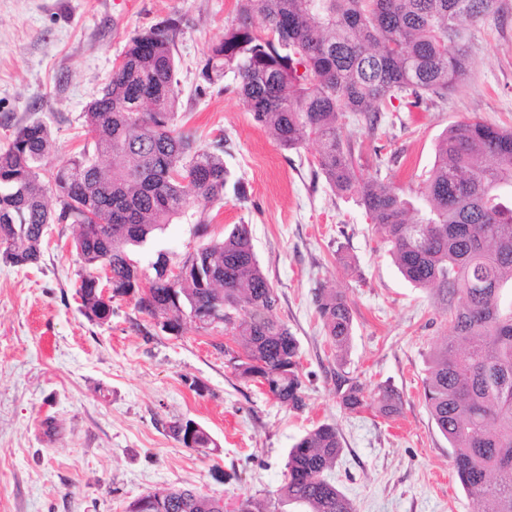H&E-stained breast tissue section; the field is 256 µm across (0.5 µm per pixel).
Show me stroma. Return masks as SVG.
<instances>
[{
  "label": "stroma",
  "instance_id": "1",
  "mask_svg": "<svg viewBox=\"0 0 512 512\" xmlns=\"http://www.w3.org/2000/svg\"><path fill=\"white\" fill-rule=\"evenodd\" d=\"M170 16L183 19L173 48L178 122L201 144L223 140L230 172L223 202L208 208L212 232L249 226L278 315L299 342L305 406L290 410L241 380L224 354L231 337L192 324L165 333L134 297L114 299L108 323L89 321L76 292L74 229L49 225L37 264L0 259V512H124L173 487L227 502L266 497L284 478L289 448L321 424L340 434L331 477L356 512H475L422 398L428 358L449 328L434 290L406 282L355 200L314 177L317 143L280 149L234 75H201L236 22L237 0H0V148L18 124L40 120L55 138L48 166L77 154L88 140L86 107L129 38ZM465 29L469 71L446 101L398 105L373 131L343 118L362 178L413 200L449 126L512 129V0ZM319 288L342 291L353 308L344 354L316 313ZM345 381L390 385L400 413L345 409ZM176 419L202 426L215 447H184L168 430Z\"/></svg>",
  "mask_w": 512,
  "mask_h": 512
}]
</instances>
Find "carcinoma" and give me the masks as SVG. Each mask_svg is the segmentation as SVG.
<instances>
[{
	"label": "carcinoma",
	"instance_id": "cac0c4a2",
	"mask_svg": "<svg viewBox=\"0 0 512 512\" xmlns=\"http://www.w3.org/2000/svg\"><path fill=\"white\" fill-rule=\"evenodd\" d=\"M495 0H238V23L224 29L201 70L211 82L227 72L253 119L283 150L319 145L315 175L341 195L354 191L405 280L436 291L450 336L429 358L423 397L452 449L453 469L487 512H512V129L480 121L450 126L417 201L358 174L351 141L340 132L348 112L375 131L394 101L419 106L443 99L467 75L462 23L477 22ZM259 14L264 27L253 29ZM182 18L135 33L100 97L84 112L92 148L48 168L54 140L41 122L16 128L0 150V256L18 267L41 258L49 224H73L81 263L82 314L100 322L112 306L96 288L109 271L112 296H136L164 332L214 324L240 346L224 349L246 382L291 409L305 407L296 337L277 314L247 224L205 239L211 219L197 208L224 200V144H198L177 125L173 48ZM106 159L108 165L100 163ZM53 193L59 208L46 204ZM201 239L170 261L160 250L154 274L134 259L172 223ZM178 275H165L168 263ZM316 309L336 353L347 351L353 314L345 295L320 288ZM350 410L398 411L392 388L342 394ZM342 450L338 430L321 424L289 449L285 478L270 498L246 497L239 512H355L330 479ZM163 512H216L215 498L193 488L149 492L139 500Z\"/></svg>",
	"mask_w": 512,
	"mask_h": 512
}]
</instances>
